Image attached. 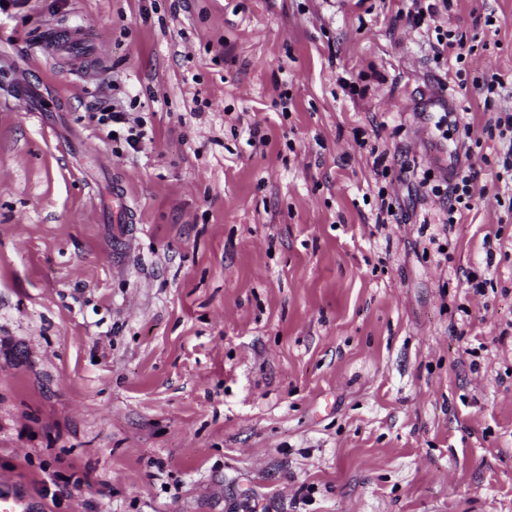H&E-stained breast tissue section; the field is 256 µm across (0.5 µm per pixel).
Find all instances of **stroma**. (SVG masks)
Wrapping results in <instances>:
<instances>
[{
	"mask_svg": "<svg viewBox=\"0 0 512 512\" xmlns=\"http://www.w3.org/2000/svg\"><path fill=\"white\" fill-rule=\"evenodd\" d=\"M407 7L0 0V489L38 512H512L486 131L512 97L473 86L512 75V0H453L435 23L464 45L437 62ZM76 26L90 80L41 53ZM449 91L471 135L438 128ZM112 104L139 151L98 125ZM468 167L472 210L419 199ZM384 200L408 223H377ZM51 467L80 485L51 495ZM98 123L105 128L112 127V129H109L107 132L108 138L117 140L118 135H120V130H123L124 133L122 137L133 151H138L143 140L147 138V133L143 129L142 124L136 121L135 124L132 125L128 113L124 112L118 106L112 105L111 108H106L100 112ZM114 126H117L119 130L113 129ZM132 212L131 201L127 196L125 186L112 184V219L116 224H128Z\"/></svg>",
	"mask_w": 512,
	"mask_h": 512,
	"instance_id": "35a3bbf8",
	"label": "stroma"
}]
</instances>
